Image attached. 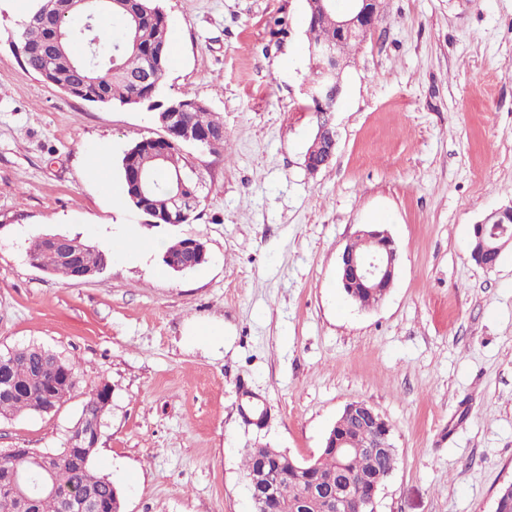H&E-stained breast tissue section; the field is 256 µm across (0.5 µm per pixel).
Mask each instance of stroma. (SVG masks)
Listing matches in <instances>:
<instances>
[{"label": "stroma", "mask_w": 512, "mask_h": 512, "mask_svg": "<svg viewBox=\"0 0 512 512\" xmlns=\"http://www.w3.org/2000/svg\"><path fill=\"white\" fill-rule=\"evenodd\" d=\"M31 0H0V349L38 344L80 384L48 414L0 419V453L58 448L90 388L110 410L95 464L121 512H253L242 451L318 457L344 406L394 426L376 512H494L512 482V246L491 270L472 227L512 203V0H384L344 71L336 155L310 172L305 0H161L162 90L204 102L216 149L186 146L192 223L150 227L121 159L162 129L28 71L12 41ZM381 222L399 264L363 310L337 285L344 248ZM130 232L200 239L176 274L161 251L78 282L31 264L44 234L111 249ZM224 339L204 346L192 329Z\"/></svg>", "instance_id": "stroma-1"}]
</instances>
